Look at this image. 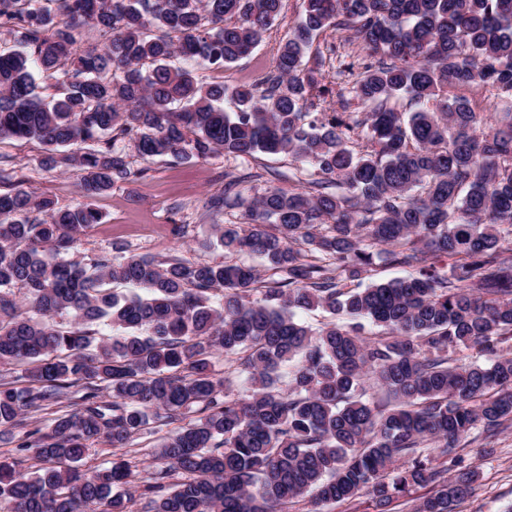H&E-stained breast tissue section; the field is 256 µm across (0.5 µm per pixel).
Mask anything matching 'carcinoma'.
Instances as JSON below:
<instances>
[{"mask_svg": "<svg viewBox=\"0 0 512 512\" xmlns=\"http://www.w3.org/2000/svg\"><path fill=\"white\" fill-rule=\"evenodd\" d=\"M282 2L0 0V28L22 46L0 50V139L40 140L42 166L80 173L83 197L137 175L119 138L143 159L284 154L313 169L250 202L244 223L214 225L225 253L257 254L261 269L68 259L98 210L0 192V366L24 365L28 380L0 386V428L43 463L26 475L0 462V512H132L136 495L141 512H286L307 494L353 507L365 493L396 512L427 486L414 512H459L472 495L479 472L448 456L471 430L512 421V356L498 354L512 341V113L488 127L447 89L512 100V0H303L263 87L196 79V65L248 56ZM85 27L104 47L75 49ZM336 27L372 58L338 92L365 112L327 111L332 90L305 62ZM396 98L434 108L406 119ZM77 144L90 148L60 151ZM236 198L230 181L203 207ZM375 247L412 272L361 287ZM311 309L349 322L314 330L296 320ZM98 323L111 340L94 343ZM367 323L379 334L363 337ZM461 346L491 359L450 362ZM218 352L235 356L248 398H228ZM367 377L388 402L365 398ZM64 402L49 431L30 427L29 413ZM175 422L144 485L130 487L122 456L79 466L100 439L127 448Z\"/></svg>", "mask_w": 512, "mask_h": 512, "instance_id": "cac0c4a2", "label": "carcinoma"}]
</instances>
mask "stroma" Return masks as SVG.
<instances>
[{"instance_id": "35a3bbf8", "label": "stroma", "mask_w": 512, "mask_h": 512, "mask_svg": "<svg viewBox=\"0 0 512 512\" xmlns=\"http://www.w3.org/2000/svg\"><path fill=\"white\" fill-rule=\"evenodd\" d=\"M301 3L283 0L279 20L249 56L221 71L196 67L198 79L233 86L251 82L256 72H269L280 41L300 16ZM3 157L17 173L15 185L52 198L61 207L80 202L75 175L59 168L45 169L39 142L2 140ZM128 159L137 170L136 176L92 198L102 221L83 237L79 255L104 254L117 246L158 260L176 255L193 263L227 261L223 248L200 249L197 240L210 236L213 225L243 223L244 204L267 189H289L309 178L300 163L283 155L227 158L217 154L205 160L177 161L168 157L145 160L132 153ZM231 180L237 183L242 207L206 212L204 199L223 194L225 183ZM455 453L464 465L479 472L463 512H512V423H505L490 438L481 429H473L459 441Z\"/></svg>"}]
</instances>
